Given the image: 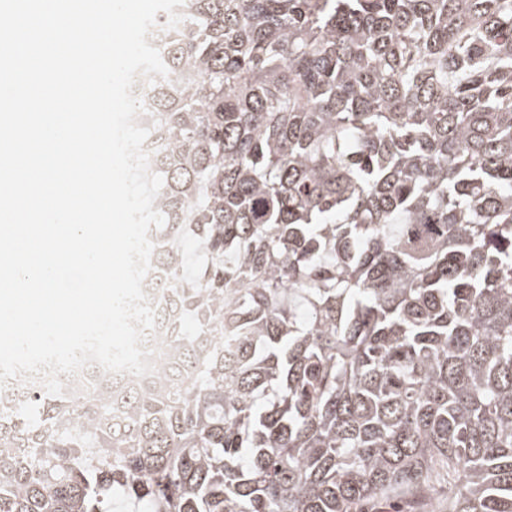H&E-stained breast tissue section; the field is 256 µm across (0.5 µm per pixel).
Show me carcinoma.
Returning <instances> with one entry per match:
<instances>
[{"label":"carcinoma","mask_w":512,"mask_h":512,"mask_svg":"<svg viewBox=\"0 0 512 512\" xmlns=\"http://www.w3.org/2000/svg\"><path fill=\"white\" fill-rule=\"evenodd\" d=\"M180 10L142 123L159 367L7 380L0 512H431L442 479L512 512V0Z\"/></svg>","instance_id":"obj_1"}]
</instances>
